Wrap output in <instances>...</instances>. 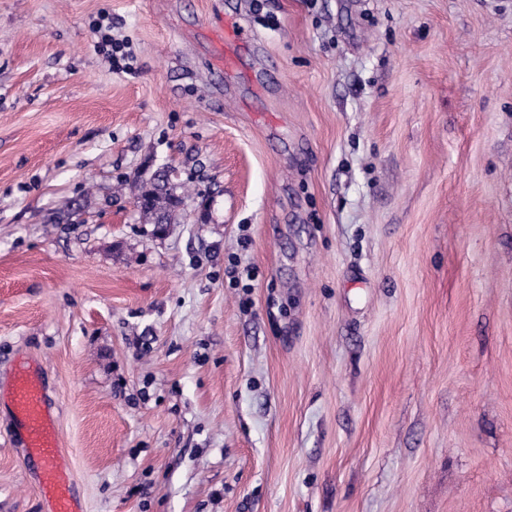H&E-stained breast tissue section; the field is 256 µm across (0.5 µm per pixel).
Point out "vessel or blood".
<instances>
[{"instance_id":"obj_1","label":"vessel or blood","mask_w":512,"mask_h":512,"mask_svg":"<svg viewBox=\"0 0 512 512\" xmlns=\"http://www.w3.org/2000/svg\"><path fill=\"white\" fill-rule=\"evenodd\" d=\"M9 401L28 458L35 468V479L45 494L47 512H82L80 502L71 492L40 371L32 361L15 362Z\"/></svg>"}]
</instances>
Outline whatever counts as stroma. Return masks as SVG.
<instances>
[{
	"label": "stroma",
	"mask_w": 512,
	"mask_h": 512,
	"mask_svg": "<svg viewBox=\"0 0 512 512\" xmlns=\"http://www.w3.org/2000/svg\"><path fill=\"white\" fill-rule=\"evenodd\" d=\"M20 357L84 512H512V0H0V512H44ZM107 46L110 47L109 50L107 49ZM102 47H106V50L108 51L107 53L113 70L125 72L127 74L133 73L132 66L124 63L127 58V54L124 52V43L113 41L112 37L104 35L102 36ZM134 202L137 206L140 205L141 214L150 221V224H153V215L157 211H163L167 216V223L171 224L182 199L167 189L165 184H153L151 190L139 194V199L136 197Z\"/></svg>",
	"instance_id": "stroma-1"
}]
</instances>
